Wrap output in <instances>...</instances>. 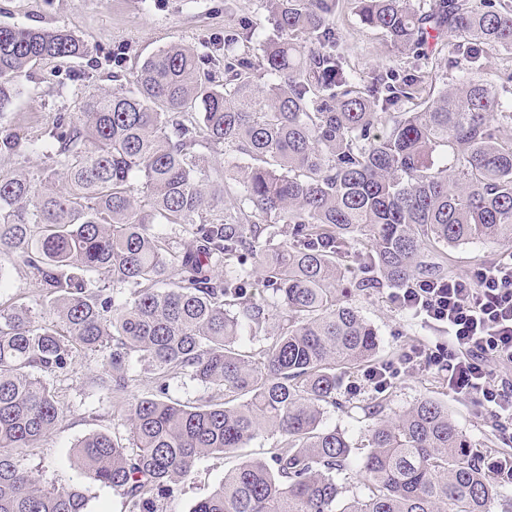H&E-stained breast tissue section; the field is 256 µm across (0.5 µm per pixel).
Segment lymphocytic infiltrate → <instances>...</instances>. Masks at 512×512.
I'll list each match as a JSON object with an SVG mask.
<instances>
[{
	"label": "lymphocytic infiltrate",
	"mask_w": 512,
	"mask_h": 512,
	"mask_svg": "<svg viewBox=\"0 0 512 512\" xmlns=\"http://www.w3.org/2000/svg\"><path fill=\"white\" fill-rule=\"evenodd\" d=\"M391 300L448 339L431 349L409 346L398 363L369 368L365 381L381 389L401 371L434 366L446 372L450 393L512 425V250L466 277L394 289Z\"/></svg>",
	"instance_id": "lymphocytic-infiltrate-1"
}]
</instances>
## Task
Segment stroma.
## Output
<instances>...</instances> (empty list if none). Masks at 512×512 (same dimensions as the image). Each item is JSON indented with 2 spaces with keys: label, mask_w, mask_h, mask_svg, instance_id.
<instances>
[{
  "label": "stroma",
  "mask_w": 512,
  "mask_h": 512,
  "mask_svg": "<svg viewBox=\"0 0 512 512\" xmlns=\"http://www.w3.org/2000/svg\"><path fill=\"white\" fill-rule=\"evenodd\" d=\"M254 23L271 31L268 13L261 0H0V26L34 29L64 28L91 49L84 58L44 60L21 81V93L8 116L11 128L35 135L44 130L56 113L77 115L81 96L118 89L112 79V55L121 53L123 69L135 72L142 62L163 46L182 42L205 46L215 55L224 50V33ZM340 35L339 51L349 66L363 76H371L379 65L389 64L407 73L409 58L399 54L378 32L361 24L351 4L336 15ZM89 72V79L73 85L68 75ZM40 291L30 268L9 258L0 259V302L38 300ZM351 301L375 327L380 354L397 361L404 346L420 343L434 346L442 341L437 329L411 320L391 303L388 289L352 295ZM104 355L77 353L65 373L53 377L58 398L66 413L37 447L27 449L25 464L44 485L69 488L83 485L89 498L88 512H126L119 492L96 484H84L74 466L73 447L85 436L105 433L126 440L128 433L120 420V408L111 392L97 384ZM342 398L355 402L378 398L389 416L395 417L423 398L431 397L448 407L455 424L487 459L512 456V439L506 438L496 420L469 401L449 393L443 373L426 369L406 373L382 390L363 385L361 373L340 374ZM324 423L344 431L352 446L354 461H361L368 449L366 419L350 418L329 406ZM238 462L235 453L216 454L201 459L190 482L167 505V512H190L195 501L209 495Z\"/></svg>",
  "instance_id": "1"
}]
</instances>
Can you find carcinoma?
<instances>
[{"label":"carcinoma","instance_id":"1","mask_svg":"<svg viewBox=\"0 0 512 512\" xmlns=\"http://www.w3.org/2000/svg\"><path fill=\"white\" fill-rule=\"evenodd\" d=\"M263 2L272 34L229 30L220 59L171 43L114 73L123 91L81 97L79 116L36 136L4 126L19 81L90 48L65 29L0 27V159H45L37 180L0 172V256L41 288L39 302L0 306V512H86L79 488L45 486L23 463L64 414L48 376L82 350L106 352L98 384L115 398L136 355L162 381L222 396L185 405L161 384L123 406L128 444L93 433L74 446L84 479L122 492L128 512H164L202 458L268 432L270 456L242 458L191 512H495L507 498L443 403L394 418L375 399L340 404L337 371L383 363L347 278L404 288L448 277L452 248L512 243V68L498 85L482 75L488 54L512 53V0H349L414 59L369 79L337 52L341 0ZM441 71L451 81L437 84ZM156 224H188L193 239L175 250ZM96 275L129 297L92 287ZM269 310L277 331L256 362L239 337L267 335ZM327 405L373 420L363 489L346 501L336 476L351 446L322 425Z\"/></svg>","mask_w":512,"mask_h":512}]
</instances>
